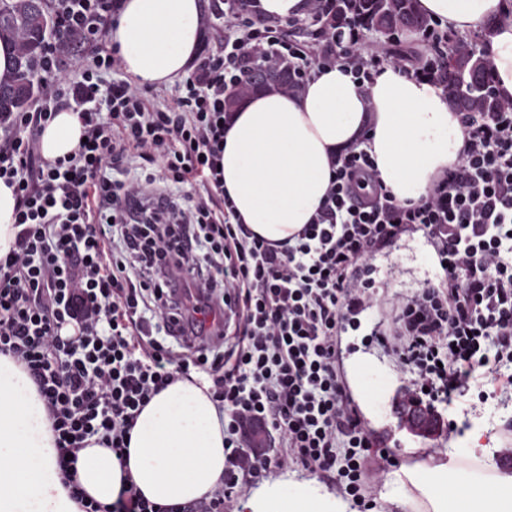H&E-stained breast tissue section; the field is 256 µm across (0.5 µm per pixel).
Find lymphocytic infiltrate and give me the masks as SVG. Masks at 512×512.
Listing matches in <instances>:
<instances>
[{
    "mask_svg": "<svg viewBox=\"0 0 512 512\" xmlns=\"http://www.w3.org/2000/svg\"><path fill=\"white\" fill-rule=\"evenodd\" d=\"M122 4L59 0L42 93L0 121V179L19 228L0 258V354L44 399L83 512H226L269 469L295 467L365 501L398 458L372 439L340 373L341 334L360 311L388 307L373 336L425 408L475 387L512 393V103L458 113L462 154L415 202L385 189L363 135L334 157L310 223L272 244L224 191L228 95L272 61L291 66L298 91L333 66L361 84L387 66L433 83L447 30L420 32L411 67L371 41L358 12L347 34L330 28L336 0H307L304 17L285 21L257 0H209L224 39L158 104L103 47ZM65 109L84 141L50 162L41 135ZM409 232L430 241L440 277L388 306L373 258ZM194 374L224 405L223 484L190 506L150 503L131 483L110 505L87 499L75 460L86 441L123 456L151 397Z\"/></svg>",
    "mask_w": 512,
    "mask_h": 512,
    "instance_id": "1",
    "label": "lymphocytic infiltrate"
}]
</instances>
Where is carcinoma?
<instances>
[{"mask_svg":"<svg viewBox=\"0 0 512 512\" xmlns=\"http://www.w3.org/2000/svg\"><path fill=\"white\" fill-rule=\"evenodd\" d=\"M368 29L390 40L402 28L421 30L429 20L418 13L416 0H358ZM52 31L47 0H0V41L15 50V66L5 81H0V114L17 112L39 92L37 67L44 39ZM438 81L445 89L454 112H499L507 102L492 87V75L482 54L471 39L448 37V52L438 70ZM290 86L288 65L260 66L228 98V110L257 92Z\"/></svg>","mask_w":512,"mask_h":512,"instance_id":"carcinoma-1","label":"carcinoma"}]
</instances>
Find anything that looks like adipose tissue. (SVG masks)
Instances as JSON below:
<instances>
[{
	"mask_svg": "<svg viewBox=\"0 0 512 512\" xmlns=\"http://www.w3.org/2000/svg\"><path fill=\"white\" fill-rule=\"evenodd\" d=\"M442 28L479 32L493 64L497 94L512 99V0H417ZM199 0H124L107 28L124 70L141 84L172 85L191 70L202 39ZM371 131L372 155L386 188L401 202L425 196L452 167L464 134L440 89L393 68L363 86L332 67L301 92L256 94L233 113L224 134V189L243 223L282 243L310 223L332 175V159ZM83 127L64 110L46 126L41 152H75ZM210 382L179 380L154 395L130 432L127 460L90 444L79 452L77 481L101 504L114 502L124 476L150 502L194 503L223 480L224 416ZM383 499L398 512H512V473L461 478L448 453L385 473ZM0 512H80L64 484L52 422L24 368L0 355ZM236 512H352L317 480L269 477Z\"/></svg>",
	"mask_w": 512,
	"mask_h": 512,
	"instance_id": "adipose-tissue-1",
	"label": "adipose tissue"
}]
</instances>
